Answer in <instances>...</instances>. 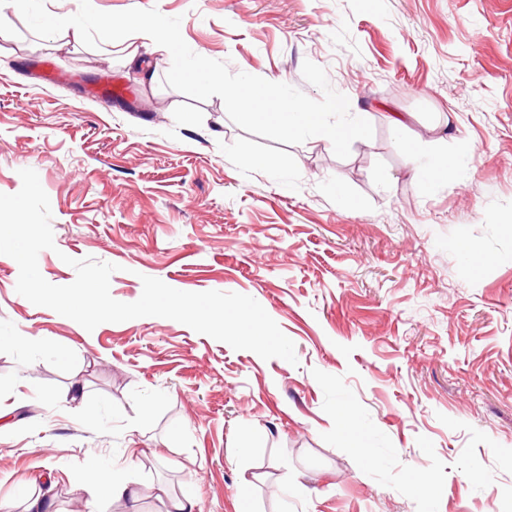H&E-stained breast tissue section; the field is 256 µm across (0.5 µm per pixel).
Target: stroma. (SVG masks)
<instances>
[{"instance_id":"obj_1","label":"stroma","mask_w":512,"mask_h":512,"mask_svg":"<svg viewBox=\"0 0 512 512\" xmlns=\"http://www.w3.org/2000/svg\"><path fill=\"white\" fill-rule=\"evenodd\" d=\"M180 17L193 52L323 93L373 136L335 156L233 123L221 98L143 86L51 31L79 0H33L0 44V193L34 169L55 250L186 292L257 300L297 364L161 317L85 330L16 291L0 255V502L85 512L89 466L195 512H512V0H92ZM49 60L65 81L46 84ZM123 86L107 101L90 91ZM409 115L396 128L391 113ZM445 156L424 181L414 156ZM348 426L340 430L337 420Z\"/></svg>"}]
</instances>
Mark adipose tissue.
Wrapping results in <instances>:
<instances>
[{
	"mask_svg": "<svg viewBox=\"0 0 512 512\" xmlns=\"http://www.w3.org/2000/svg\"><path fill=\"white\" fill-rule=\"evenodd\" d=\"M102 27L105 31L104 37L100 39L102 51L117 52L125 65L136 68L144 81L149 83L155 81L158 66L155 59L142 57L141 43L153 44L156 51L165 56L174 55L178 49L176 39L153 22L140 21L128 26L124 39L118 43L112 41L107 35L108 30L112 28L111 21H104Z\"/></svg>",
	"mask_w": 512,
	"mask_h": 512,
	"instance_id": "1",
	"label": "adipose tissue"
}]
</instances>
